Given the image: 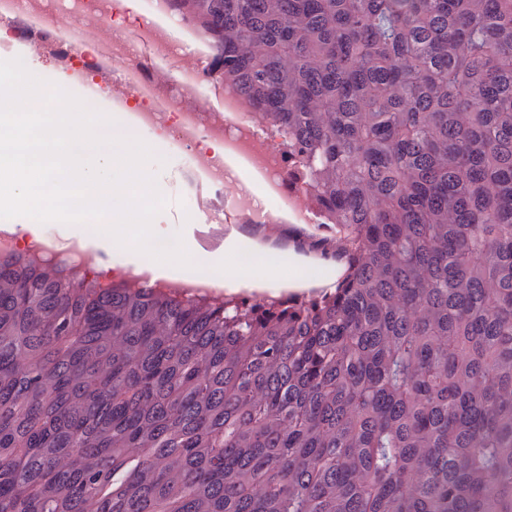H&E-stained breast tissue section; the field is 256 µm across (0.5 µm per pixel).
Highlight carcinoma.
Returning a JSON list of instances; mask_svg holds the SVG:
<instances>
[{
    "mask_svg": "<svg viewBox=\"0 0 512 512\" xmlns=\"http://www.w3.org/2000/svg\"><path fill=\"white\" fill-rule=\"evenodd\" d=\"M352 229L284 305L0 256V512H512V0H198Z\"/></svg>",
    "mask_w": 512,
    "mask_h": 512,
    "instance_id": "1",
    "label": "carcinoma"
}]
</instances>
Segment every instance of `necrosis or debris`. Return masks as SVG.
<instances>
[{
  "mask_svg": "<svg viewBox=\"0 0 512 512\" xmlns=\"http://www.w3.org/2000/svg\"><path fill=\"white\" fill-rule=\"evenodd\" d=\"M24 28V59L55 57L66 81L89 82L98 97L119 104L127 128L187 157L176 176L200 223L234 231L243 243L241 262L264 251L268 233L287 241L297 224L313 228L298 254L313 255L302 278L288 281L279 299L301 298L304 288L333 287L337 254L348 234L336 231V215L307 188L299 159L288 152V130L271 122L231 84L208 78L214 54L192 18L171 0H0V30ZM26 254L38 261L76 266L108 286L118 275L109 254L83 243L62 244L21 230L0 234V255ZM126 281L183 296L223 301L218 276L148 278L128 272Z\"/></svg>",
  "mask_w": 512,
  "mask_h": 512,
  "instance_id": "obj_1",
  "label": "necrosis or debris"
}]
</instances>
